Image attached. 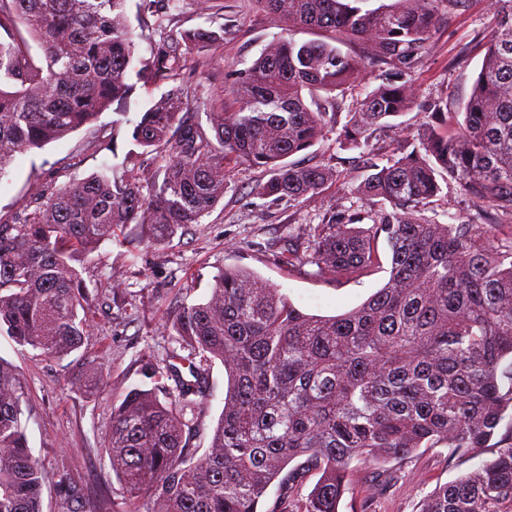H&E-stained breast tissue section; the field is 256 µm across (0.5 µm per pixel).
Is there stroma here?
<instances>
[{
	"instance_id": "stroma-1",
	"label": "stroma",
	"mask_w": 512,
	"mask_h": 512,
	"mask_svg": "<svg viewBox=\"0 0 512 512\" xmlns=\"http://www.w3.org/2000/svg\"><path fill=\"white\" fill-rule=\"evenodd\" d=\"M127 10L131 20L146 26L139 41V52L146 58L166 36L194 29L219 33V40L201 45L188 57L181 72L185 84L201 99L228 89L235 74L275 37L290 34L301 41L311 37L305 30L289 31L257 0H209L204 8L199 0H128ZM495 23L493 0H466L464 7L440 14L425 52L408 71L417 102L404 117L409 128H418L422 122L421 104L460 102L468 97L481 67L483 44ZM344 50L361 63L344 93L352 106L380 84L386 67L368 62L365 41L349 43ZM170 87L164 81L137 88L126 124L116 125L117 115L109 109L93 126L43 149L16 155L0 176V215L23 209L33 178H52L61 185L91 175L102 164H116L129 148V121L139 120ZM98 132L103 133L104 144L97 151L86 150V143ZM293 160L335 167L340 176L316 195L298 202H276L257 192L258 184L267 179L265 172L235 165L223 200L200 224L178 231L163 245L140 247L134 261L125 246L102 242L82 269L87 287L99 297L89 314L91 334L68 358L45 357L0 335V357L24 380L29 445L45 473L43 512H73L74 502L64 498L58 486L64 471L84 495L100 499L107 510L118 502L123 512H142L143 501L125 500L100 438L111 424L113 404L120 402L126 388L142 380L136 354L150 350L164 356L171 338L162 322L178 305L205 300L218 269L248 267L282 288L300 309L325 316L356 307L386 282L388 272L383 267L356 282H336L281 262L289 247H303L307 225L321 223L339 211L377 208L376 203L352 194V186L363 175V159L360 151L339 149L335 132H328ZM424 214L441 224H467L475 221L477 210L459 188L451 187L430 199ZM116 281L123 291L117 301L112 298ZM89 359L104 365L108 379L102 392L87 397L74 391L70 382L83 373ZM210 378L213 392L190 430V442L199 449L208 447L224 406L227 377L219 361L211 362ZM477 464L474 458L466 462L449 458L444 448L420 449L405 463L387 465L381 476L361 471L343 497L341 512H419L422 501L436 488Z\"/></svg>"
}]
</instances>
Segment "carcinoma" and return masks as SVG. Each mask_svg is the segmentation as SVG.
I'll list each match as a JSON object with an SVG mask.
<instances>
[{
  "label": "carcinoma",
  "instance_id": "1",
  "mask_svg": "<svg viewBox=\"0 0 512 512\" xmlns=\"http://www.w3.org/2000/svg\"><path fill=\"white\" fill-rule=\"evenodd\" d=\"M128 0H0V175L15 155L87 126L137 84L178 80L188 55L215 32H182L150 61L138 53ZM277 20L320 38H279L238 73L227 95L206 99L209 127L193 120L189 87L176 84L133 124L120 169L29 185L33 209L0 217V333L62 360L90 333L93 302L79 271L116 230L139 224L164 244L223 199L231 157L267 172L258 194L299 201L339 172L288 157L336 130L342 149L369 148L414 105L403 78L368 91L341 124L338 96L354 75L345 38L371 41L370 56L406 66L422 54L438 15L464 0H257ZM496 30L461 111L431 102L393 157L371 162L351 192L382 206L361 227L333 217L308 225L291 267L358 281L390 251L386 283L335 316L307 313L242 266L220 269L209 297L184 304L163 328L175 338L160 362L138 355L145 388L126 390L101 440L128 499L145 512H340L361 467L378 471L421 448L479 457L435 489L420 512H502L512 505V0H494ZM41 48L30 54L19 26ZM155 165L149 191L139 170ZM492 210L490 224L422 217L441 184ZM188 354H180V351ZM224 365V409L203 454L186 436L210 394L201 362ZM105 368L88 365L74 388L99 392ZM24 384L0 358V512H41L42 472L29 447ZM320 477L305 499L294 490Z\"/></svg>",
  "mask_w": 512,
  "mask_h": 512
}]
</instances>
